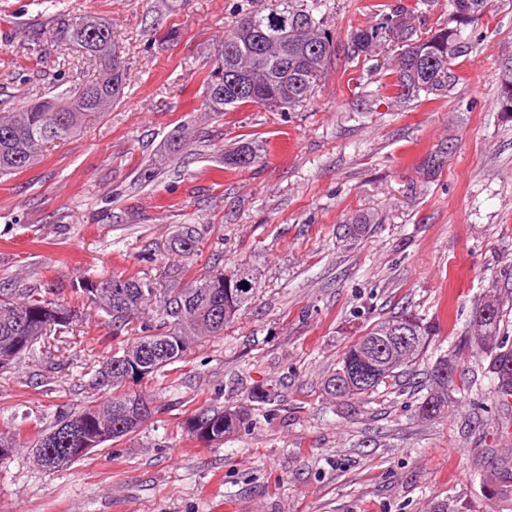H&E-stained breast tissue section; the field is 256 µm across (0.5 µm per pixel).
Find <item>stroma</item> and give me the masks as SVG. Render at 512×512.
Segmentation results:
<instances>
[{"mask_svg": "<svg viewBox=\"0 0 512 512\" xmlns=\"http://www.w3.org/2000/svg\"><path fill=\"white\" fill-rule=\"evenodd\" d=\"M273 2L62 0V12L111 22L128 80L111 112L0 180V288L70 300L82 278L122 274L160 293L177 263L191 277L249 266L257 290L223 335L127 382L156 406L151 423L55 473L24 449L1 462L0 512H431L441 502L512 512V497L485 491L512 479V403L490 394L485 356H459L469 401L417 415L429 369L489 289L512 337V114L496 107L512 66V0H493L466 30L474 48L448 90L400 105L388 78L337 59L298 111L206 118L215 48L241 13ZM386 2L327 0L335 44L375 24ZM60 14L42 0H0V112L93 74L53 39ZM187 123L196 141L172 155ZM245 141L260 161L225 168V151ZM361 215L374 216L370 232L346 237ZM186 224L197 232L188 256L174 244ZM402 307L436 327L413 376L365 404L327 400L322 382L346 348ZM117 348L104 313L85 305L78 325L0 371V432L25 439L97 401L85 369ZM49 356L63 369L47 370ZM262 384L271 403L249 401ZM206 402L247 407L253 423L204 446L183 424Z\"/></svg>", "mask_w": 512, "mask_h": 512, "instance_id": "stroma-1", "label": "stroma"}]
</instances>
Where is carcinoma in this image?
<instances>
[{"instance_id": "1", "label": "carcinoma", "mask_w": 512, "mask_h": 512, "mask_svg": "<svg viewBox=\"0 0 512 512\" xmlns=\"http://www.w3.org/2000/svg\"><path fill=\"white\" fill-rule=\"evenodd\" d=\"M463 0H450L451 11L438 29L426 38L416 36L408 25L395 37L385 27L413 11L399 0L387 5L380 21L369 28H358L346 47L349 62L369 56L372 48L401 44L398 62L385 66L393 80L394 98L411 100L420 93L446 88L454 80V60L470 46L463 38L468 27L483 17L490 0H468L470 12L461 10ZM324 0H278L271 9L249 11L236 22L217 50L203 79L205 115L220 118L226 112L255 105L269 112H294L312 96L316 80L327 70L338 53L333 41ZM288 18V29L295 35L282 44V28L276 21ZM54 37L76 46L95 68L93 79L64 93L59 101L41 100L19 112L0 116V178L27 170L43 148L55 141L77 136L91 117L112 111L125 88L127 67L112 35V24L105 18L87 14L61 23ZM500 112L512 114V68L502 73L497 95ZM259 159L250 142L224 152V165L243 168ZM178 251L195 249L196 237L190 227L176 236ZM256 278L244 266L207 270L183 288H171L157 300V321L144 318L142 308L155 288L145 279L114 276L105 281L87 278L77 291L107 317L112 339L128 327L138 328L135 342L118 348L98 366L90 367L93 385L106 395L97 404L60 413L54 423L39 428L30 440L33 463L54 473L69 467L107 443L127 437L149 423L156 414L152 402L140 394L119 391L128 381H141L179 360L189 346L205 336H217L237 319L254 297ZM82 318V311L63 298L51 299L30 289L23 297L0 291V369L10 367L33 351L35 343L52 331L70 329ZM502 299L491 289L476 307L471 323L474 334L462 336L451 353L438 357L431 371V387L419 406V415L433 419L458 401L453 396L452 375L457 357L471 346L489 358L486 374L490 393L501 401L512 396V344L501 335ZM175 325L173 331L166 324ZM412 337L400 344L394 330ZM433 326L423 318L401 311L377 321L342 354L336 368L323 382L325 395L341 404L365 402L377 392L373 382L345 392L334 382L348 366L371 357L369 346L381 347L391 356L395 380L415 365L423 353ZM251 424V414L243 407L204 404L184 422L188 436L207 445H220Z\"/></svg>"}]
</instances>
